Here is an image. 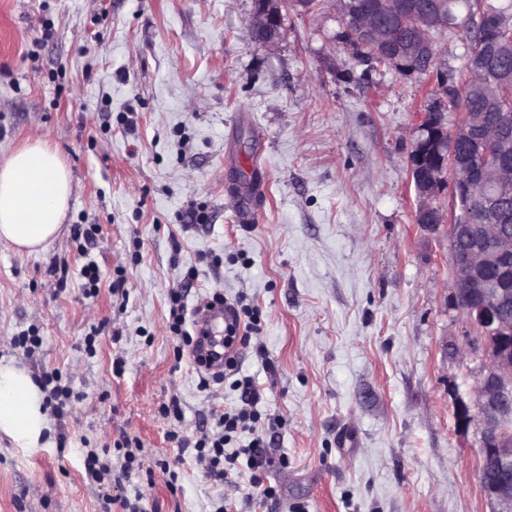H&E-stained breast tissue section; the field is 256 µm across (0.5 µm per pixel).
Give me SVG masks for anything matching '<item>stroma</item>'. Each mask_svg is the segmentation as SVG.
<instances>
[{
    "instance_id": "obj_1",
    "label": "stroma",
    "mask_w": 512,
    "mask_h": 512,
    "mask_svg": "<svg viewBox=\"0 0 512 512\" xmlns=\"http://www.w3.org/2000/svg\"><path fill=\"white\" fill-rule=\"evenodd\" d=\"M253 11L0 0V150L46 142L73 182L43 251L0 244V361L58 373L72 391L43 447L0 433V512H122L134 497L146 512H211L223 497L238 512H490L475 428L457 420L481 360L465 347L446 233L415 222L408 156L432 83L393 69L358 82L327 2L285 13L272 50L246 32ZM228 146L266 167L252 224L233 221ZM89 224L100 231L86 247L74 230ZM182 287L190 309L216 293L256 309L264 357L241 349L235 374L202 387L205 370L177 358L168 329ZM23 335L38 338L33 351ZM245 378L271 456L288 461L264 477L273 499L194 459L199 425L239 405ZM174 400L178 421L162 411ZM128 440L141 444L132 473L104 503L86 451L116 457Z\"/></svg>"
}]
</instances>
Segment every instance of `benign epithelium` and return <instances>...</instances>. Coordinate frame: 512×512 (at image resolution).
Returning <instances> with one entry per match:
<instances>
[{
	"label": "benign epithelium",
	"mask_w": 512,
	"mask_h": 512,
	"mask_svg": "<svg viewBox=\"0 0 512 512\" xmlns=\"http://www.w3.org/2000/svg\"><path fill=\"white\" fill-rule=\"evenodd\" d=\"M338 15L354 24L360 39L373 43L385 56H404L428 61L434 66L432 34L448 28L443 0H334ZM306 13V0H255L248 33H267L262 45L275 47L283 36V13L288 9ZM410 19L415 37L401 42L398 29ZM483 34L491 55L474 61L481 74L499 56L501 35L512 28V14L483 12ZM488 109L466 112L451 132L441 131L436 143L435 166H448L453 180L448 215L429 199L445 185L422 168V158L409 154V168L421 204L418 223L434 230L448 227V250L454 274V298L466 323L475 333L472 341L483 347L475 411L463 404L458 410L462 424H477L478 473L492 512H512V225L485 224L482 215L503 198L512 197V155L502 152L491 161L479 158L485 147L505 143L509 122L497 111L500 83H482Z\"/></svg>",
	"instance_id": "1"
}]
</instances>
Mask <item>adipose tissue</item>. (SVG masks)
Returning a JSON list of instances; mask_svg holds the SVG:
<instances>
[{"instance_id": "1", "label": "adipose tissue", "mask_w": 512, "mask_h": 512, "mask_svg": "<svg viewBox=\"0 0 512 512\" xmlns=\"http://www.w3.org/2000/svg\"><path fill=\"white\" fill-rule=\"evenodd\" d=\"M72 180L58 150L37 141L0 157V241L33 253L58 236ZM50 429L43 397L29 373L0 364V432L25 448L40 447Z\"/></svg>"}]
</instances>
